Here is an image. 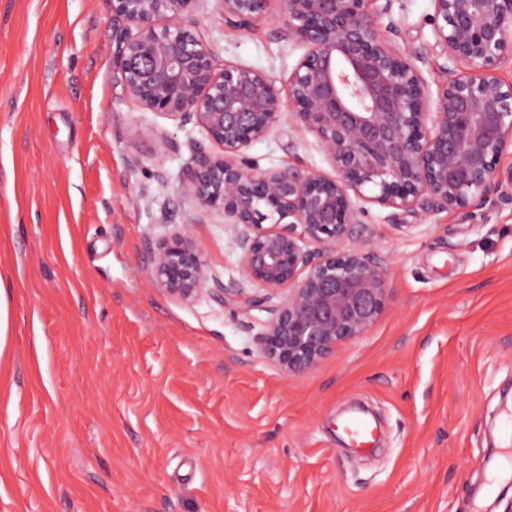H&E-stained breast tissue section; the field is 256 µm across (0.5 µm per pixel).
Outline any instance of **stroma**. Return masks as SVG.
<instances>
[{"label": "stroma", "instance_id": "35a3bbf8", "mask_svg": "<svg viewBox=\"0 0 512 512\" xmlns=\"http://www.w3.org/2000/svg\"><path fill=\"white\" fill-rule=\"evenodd\" d=\"M277 5L251 26L201 0L216 63L280 90L305 53ZM432 0H392L386 35L428 83L447 78ZM109 0H0V512H512L477 501L512 404V199L466 215L358 201L393 298L315 369L264 357L265 311L152 284L151 251L190 225L214 278L244 287L223 212L186 177L220 148L141 109L112 61ZM262 171L333 174L291 112L244 152ZM362 404L383 437L347 446Z\"/></svg>", "mask_w": 512, "mask_h": 512}]
</instances>
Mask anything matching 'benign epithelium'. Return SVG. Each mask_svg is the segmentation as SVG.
Segmentation results:
<instances>
[{"instance_id":"benign-epithelium-1","label":"benign epithelium","mask_w":512,"mask_h":512,"mask_svg":"<svg viewBox=\"0 0 512 512\" xmlns=\"http://www.w3.org/2000/svg\"><path fill=\"white\" fill-rule=\"evenodd\" d=\"M111 2L113 64L129 97L195 121L222 147L189 169L187 190L234 226L229 243L245 279L283 292L260 351L289 375L362 336L390 302L387 271L369 251L336 249L357 234V200L470 214L504 193L498 166L512 152V83L494 71L512 63V0H433L435 42L452 64L434 90L379 26L391 0H279L285 35L307 47L286 100L257 69L217 67L191 31L199 0ZM269 2L223 0L224 21L247 27ZM286 110L318 138L336 175L259 171L244 160ZM306 237L322 248L306 250ZM211 280L189 224L152 252L153 285L172 297L187 299ZM211 292L244 310L266 301L240 288Z\"/></svg>"}]
</instances>
